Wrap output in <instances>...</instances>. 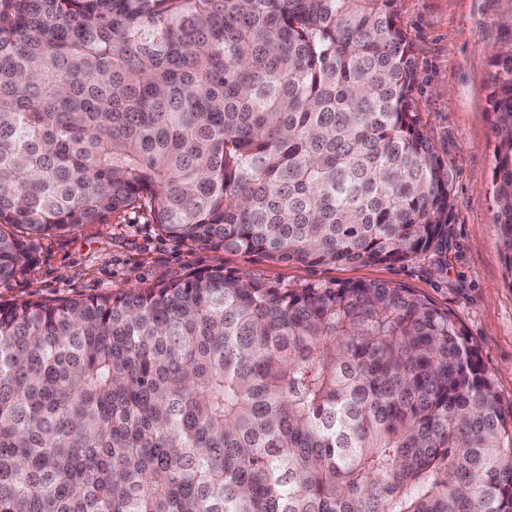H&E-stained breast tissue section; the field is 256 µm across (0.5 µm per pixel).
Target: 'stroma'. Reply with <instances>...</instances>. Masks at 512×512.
I'll use <instances>...</instances> for the list:
<instances>
[{
    "mask_svg": "<svg viewBox=\"0 0 512 512\" xmlns=\"http://www.w3.org/2000/svg\"><path fill=\"white\" fill-rule=\"evenodd\" d=\"M418 63L413 114L452 174L448 250L389 264L278 263L253 254L194 247L162 234L148 211L107 224L30 238L36 264L0 282V300L65 299L120 293L223 267L285 288L382 281L413 290L449 311L469 336L498 392L512 398V275L496 224V144L489 106L493 49L512 46V0H398Z\"/></svg>",
    "mask_w": 512,
    "mask_h": 512,
    "instance_id": "stroma-1",
    "label": "stroma"
}]
</instances>
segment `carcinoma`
Masks as SVG:
<instances>
[{"label": "carcinoma", "instance_id": "cac0c4a2", "mask_svg": "<svg viewBox=\"0 0 512 512\" xmlns=\"http://www.w3.org/2000/svg\"><path fill=\"white\" fill-rule=\"evenodd\" d=\"M396 0H0V225L145 209L308 265L448 250ZM512 273V48L496 56ZM0 230V281L31 263ZM0 512H512V401L453 315L386 282L224 268L0 301Z\"/></svg>", "mask_w": 512, "mask_h": 512}]
</instances>
